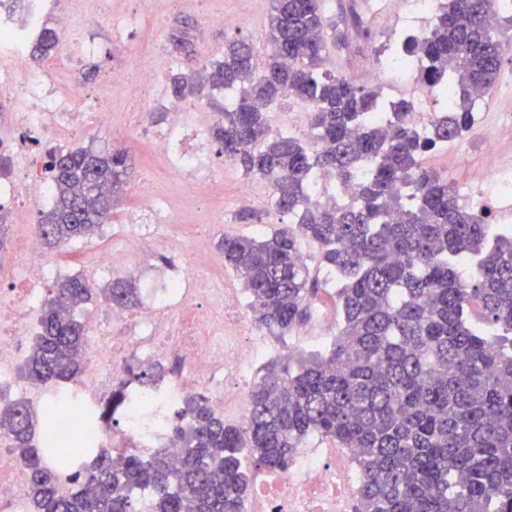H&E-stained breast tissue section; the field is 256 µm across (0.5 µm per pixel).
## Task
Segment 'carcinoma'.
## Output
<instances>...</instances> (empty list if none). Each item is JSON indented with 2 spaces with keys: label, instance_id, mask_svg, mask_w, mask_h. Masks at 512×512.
Masks as SVG:
<instances>
[{
  "label": "carcinoma",
  "instance_id": "cac0c4a2",
  "mask_svg": "<svg viewBox=\"0 0 512 512\" xmlns=\"http://www.w3.org/2000/svg\"><path fill=\"white\" fill-rule=\"evenodd\" d=\"M271 54L258 70L253 46L224 44V58L189 60L171 78L175 97L224 91L210 129L224 157L272 180L270 203L291 215L268 235H226L224 264L243 281L255 325L286 336L308 317L317 291L300 242L316 244L340 285L341 328L325 355L292 365L272 359L249 392L242 426L187 394L165 423L178 464L158 448L91 458L76 485L59 492L57 463L34 442L37 419L23 401L0 410V434L28 473L33 512H241L244 464L288 472L311 435L348 450L361 479L353 512H512V233L489 214L465 208L448 177L423 153L461 138L494 88L512 11L499 0H440L430 30L408 33L391 56L419 62L432 88L453 81L456 95L420 131L412 103L386 100L350 76L323 68L327 45L359 49L373 38L357 0H270ZM58 31L43 30L32 56L52 55ZM309 110L313 147L272 133L268 113L281 98ZM55 204L39 233L53 248L109 223L132 169L122 149L49 153ZM336 179V195H310L316 172ZM94 288L69 277L50 289L40 331L23 368L33 383L62 385L83 371L85 326L74 311ZM115 306L138 303L125 279L102 289ZM125 384L102 417L118 423Z\"/></svg>",
  "mask_w": 512,
  "mask_h": 512
}]
</instances>
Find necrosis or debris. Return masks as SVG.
<instances>
[{"mask_svg":"<svg viewBox=\"0 0 512 512\" xmlns=\"http://www.w3.org/2000/svg\"><path fill=\"white\" fill-rule=\"evenodd\" d=\"M104 3L0 0V223L18 230L11 241L13 264H0V390L29 392L37 412L50 395L75 400L80 422L62 425L50 438L37 435L36 442L41 448L53 443L79 449L87 442L84 420L108 402L115 382H128L123 428L115 432L98 426L87 442L117 457L130 447L143 452L169 447L167 433L145 427L137 413L146 406L158 412L176 405L188 383L211 387L216 409L236 411L250 371L271 350L254 339L245 319H229L230 310L244 307L240 295L212 275L211 259L201 256L203 243L175 228L162 243L170 256L161 274L162 287L153 289L135 309L112 308L109 326L98 329L80 380L33 392L22 378L23 338L30 335L44 305L50 278L63 273L46 255L37 230L38 216L52 197L46 151L88 129L111 126L109 103L84 85L80 66L95 55L99 29H106L116 43L131 44L151 0H138L135 8L121 14ZM51 22L62 37L52 57L34 63L31 48ZM141 72L139 86L128 83L121 65L113 67L104 82L123 92L135 114L141 116L153 106L165 109L163 133L149 131L141 120L134 131L144 134L189 192L213 198L224 185V173L209 158L212 114L199 104L168 96L157 81L155 64H142ZM486 158L489 177L465 187L460 200L476 211H492L496 223L511 224L512 167L499 164L495 149H488ZM135 193L138 208L128 218L123 241L97 256L94 271L139 278L156 243V225L173 223L176 211L168 197L141 187ZM114 327L131 329V337L115 342L110 333ZM171 357L182 367L164 385L145 391L130 384V362L148 366ZM359 479V472L336 449L314 448L288 472L262 470L248 512H352ZM26 487L22 465L0 438V512H28Z\"/></svg>","mask_w":512,"mask_h":512,"instance_id":"1","label":"necrosis or debris"}]
</instances>
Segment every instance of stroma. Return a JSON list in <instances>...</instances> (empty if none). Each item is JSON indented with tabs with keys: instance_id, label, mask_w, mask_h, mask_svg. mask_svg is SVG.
Listing matches in <instances>:
<instances>
[{
	"instance_id": "1",
	"label": "stroma",
	"mask_w": 512,
	"mask_h": 512,
	"mask_svg": "<svg viewBox=\"0 0 512 512\" xmlns=\"http://www.w3.org/2000/svg\"><path fill=\"white\" fill-rule=\"evenodd\" d=\"M269 8V0H197L192 6L186 0H152L135 40L139 46L149 47L152 59L161 62L159 80L166 86L170 83L171 74L181 70L188 56L197 55L203 45L211 48V57L217 60L224 53L225 42L244 39L252 43L257 56H265L269 49ZM226 14L237 17L235 27H225L222 17ZM176 34L185 36L187 53L175 50L172 37ZM108 96L112 107L111 128L89 131L85 136L72 140V147L95 151L125 148L135 162L129 179L131 189L149 180L159 192L177 199L179 219L204 236L211 253L216 255V272L224 277L227 287L241 288L240 279L225 268L223 261L218 258L219 244L224 235L252 234V223L237 219L238 213L245 210L257 212L261 225L268 232L286 224V217L275 212L268 201L240 202L229 191L216 204L197 199L185 200V188L178 178L148 158L144 141L130 132L122 93L112 90ZM480 110L482 136L467 140L454 151L439 149L428 152L423 159L427 167L447 175L459 189L486 177L485 141L496 140L500 162H512V129L505 123L506 114L512 113L511 46L504 50L498 81L488 98L481 103ZM131 189L125 192L112 212L113 237H106L104 231L100 230L53 250V257L67 267L70 275H85L97 252L111 246L114 236L122 235L126 213L136 204Z\"/></svg>"
}]
</instances>
